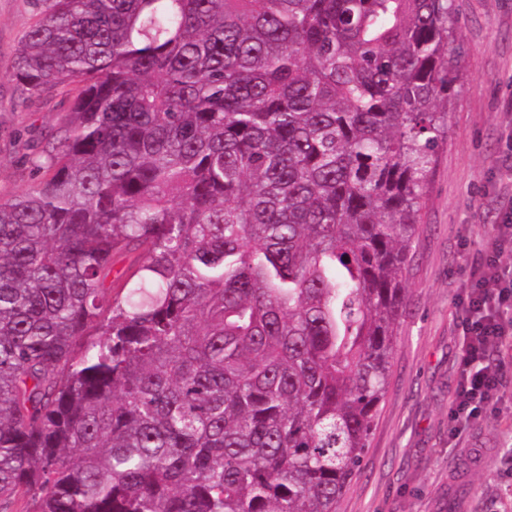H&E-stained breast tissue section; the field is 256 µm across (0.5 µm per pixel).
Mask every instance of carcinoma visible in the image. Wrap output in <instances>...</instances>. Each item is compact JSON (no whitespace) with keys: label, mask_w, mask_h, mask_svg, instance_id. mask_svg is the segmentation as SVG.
I'll list each match as a JSON object with an SVG mask.
<instances>
[{"label":"carcinoma","mask_w":512,"mask_h":512,"mask_svg":"<svg viewBox=\"0 0 512 512\" xmlns=\"http://www.w3.org/2000/svg\"><path fill=\"white\" fill-rule=\"evenodd\" d=\"M43 2L13 80L72 118L0 201V512H336L387 391L452 0Z\"/></svg>","instance_id":"carcinoma-1"}]
</instances>
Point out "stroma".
<instances>
[{"label":"stroma","mask_w":512,"mask_h":512,"mask_svg":"<svg viewBox=\"0 0 512 512\" xmlns=\"http://www.w3.org/2000/svg\"><path fill=\"white\" fill-rule=\"evenodd\" d=\"M41 0H0V200L44 177L66 90L17 92L19 43ZM461 53L425 189L391 376L362 467L338 512H512V358L492 408L451 416L462 302L489 231L512 211V0H453Z\"/></svg>","instance_id":"obj_1"}]
</instances>
